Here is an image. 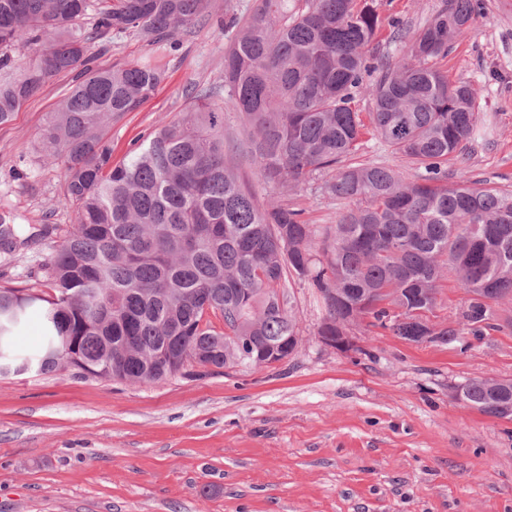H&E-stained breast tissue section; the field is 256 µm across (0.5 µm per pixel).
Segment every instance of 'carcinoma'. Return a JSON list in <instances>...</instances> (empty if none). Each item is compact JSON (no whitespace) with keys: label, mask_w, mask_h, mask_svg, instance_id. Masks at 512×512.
<instances>
[{"label":"carcinoma","mask_w":512,"mask_h":512,"mask_svg":"<svg viewBox=\"0 0 512 512\" xmlns=\"http://www.w3.org/2000/svg\"><path fill=\"white\" fill-rule=\"evenodd\" d=\"M210 0H0V126L51 78L74 87L48 113L37 152L60 166L65 202L76 221L37 273L54 289L35 305L38 348L20 352L12 337L30 307L0 286V314L18 311L0 335V374L21 366L68 367L132 385L165 380L198 361L253 365L248 348L301 340L282 290L290 278L320 293L326 317L318 335L365 317L416 342L455 340L461 330L428 320L450 272L470 295L464 328H494L490 302L512 295V191L466 176L448 186V162L485 135L477 98L434 61L483 17V0H443L414 35L391 21L402 55L378 58L374 0H256L224 22L237 29L224 53V92L249 139L247 154L267 182L298 187L324 177L343 205L334 224H307L302 210L262 202L224 158V107L214 92L191 94L186 113L112 164L105 136L165 80L155 58L100 68L96 38L136 33L157 54L172 32L203 20ZM90 27H85V22ZM374 77L363 87L365 77ZM370 98L364 122L356 97ZM385 149L423 169L421 181L374 161L352 163L366 130ZM0 214V255L37 239ZM320 247L325 261L314 253ZM220 314L217 331L208 317ZM465 405L512 418V380L472 379Z\"/></svg>","instance_id":"1"}]
</instances>
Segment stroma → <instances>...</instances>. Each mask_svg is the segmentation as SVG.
<instances>
[{
    "mask_svg": "<svg viewBox=\"0 0 512 512\" xmlns=\"http://www.w3.org/2000/svg\"><path fill=\"white\" fill-rule=\"evenodd\" d=\"M255 0H211L212 17L172 39L166 80L108 134L120 163L143 136L184 113L191 88L214 90L224 108V156L260 197L302 209L310 224L339 209L321 178L294 190L264 183L247 157V135L224 92V52L234 37L219 19ZM486 15L438 68L470 84L489 136L448 165L512 189V0H485ZM382 18L417 31L441 0H376ZM99 67L149 57L138 35L101 42ZM70 78L50 80L0 127V213L54 224L58 235L0 258V286L52 296L37 265L71 227L60 168L36 139ZM302 340L269 367L234 365L157 383L106 381L67 368L0 375V512H512V420L456 400L471 379H512V298L493 306L492 329L462 327L467 294L444 280L430 317L459 328L451 342H412L368 321L350 327L357 348L318 336L326 310L308 282L285 286Z\"/></svg>",
    "mask_w": 512,
    "mask_h": 512,
    "instance_id": "35a3bbf8",
    "label": "stroma"
}]
</instances>
